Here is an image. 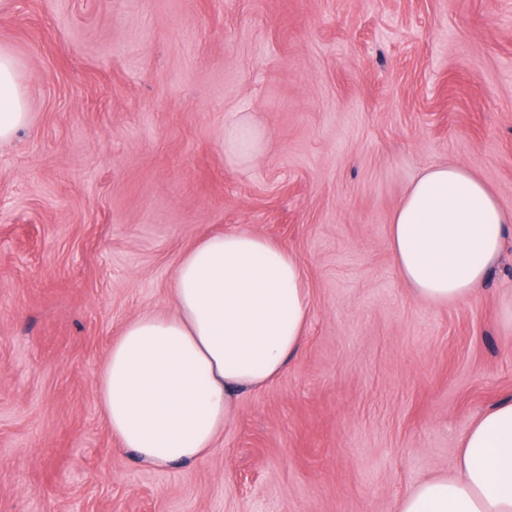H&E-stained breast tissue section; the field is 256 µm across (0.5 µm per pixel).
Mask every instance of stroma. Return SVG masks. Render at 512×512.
Masks as SVG:
<instances>
[{
	"instance_id": "1",
	"label": "stroma",
	"mask_w": 512,
	"mask_h": 512,
	"mask_svg": "<svg viewBox=\"0 0 512 512\" xmlns=\"http://www.w3.org/2000/svg\"><path fill=\"white\" fill-rule=\"evenodd\" d=\"M29 124L0 144V512H395L512 399V235L479 296L417 300L391 214L457 164L512 211V0H10ZM266 152L224 156V124ZM301 262L310 321L202 460L141 464L96 383L202 235ZM267 147L265 131L247 117L224 125V155L234 165L243 166L260 156Z\"/></svg>"
}]
</instances>
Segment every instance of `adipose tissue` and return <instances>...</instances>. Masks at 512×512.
Instances as JSON below:
<instances>
[{"instance_id": "1", "label": "adipose tissue", "mask_w": 512, "mask_h": 512, "mask_svg": "<svg viewBox=\"0 0 512 512\" xmlns=\"http://www.w3.org/2000/svg\"><path fill=\"white\" fill-rule=\"evenodd\" d=\"M29 120L20 62L0 47V143ZM267 147L240 117L224 126V154L243 166ZM512 212L468 170H425L392 214L400 280L422 301L474 297L499 260ZM310 302L300 261L256 233L203 236L181 258L172 310L128 321L97 383L105 423L153 466L200 460L233 418L235 395L265 387L301 350ZM396 512H512V401L480 415L460 438L457 473L419 484Z\"/></svg>"}]
</instances>
